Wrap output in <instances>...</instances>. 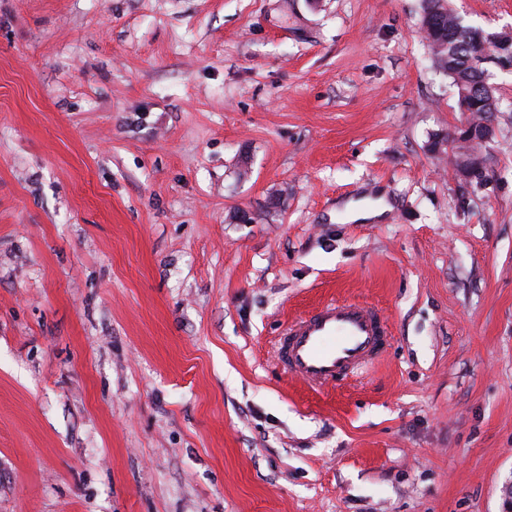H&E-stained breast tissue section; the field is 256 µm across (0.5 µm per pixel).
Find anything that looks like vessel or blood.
<instances>
[{"label":"vessel or blood","mask_w":512,"mask_h":512,"mask_svg":"<svg viewBox=\"0 0 512 512\" xmlns=\"http://www.w3.org/2000/svg\"><path fill=\"white\" fill-rule=\"evenodd\" d=\"M391 339L375 306L333 299L281 331L278 359L285 372L310 386L333 385L379 363Z\"/></svg>","instance_id":"obj_1"}]
</instances>
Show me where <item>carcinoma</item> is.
<instances>
[{
  "label": "carcinoma",
  "instance_id": "obj_1",
  "mask_svg": "<svg viewBox=\"0 0 512 512\" xmlns=\"http://www.w3.org/2000/svg\"><path fill=\"white\" fill-rule=\"evenodd\" d=\"M420 27L427 33L433 62L453 82L459 108L490 122L500 103L485 60L495 56V42L467 24L449 0H422Z\"/></svg>",
  "mask_w": 512,
  "mask_h": 512
}]
</instances>
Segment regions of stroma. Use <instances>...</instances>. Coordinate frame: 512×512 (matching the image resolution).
Returning <instances> with one entry per match:
<instances>
[{
    "mask_svg": "<svg viewBox=\"0 0 512 512\" xmlns=\"http://www.w3.org/2000/svg\"><path fill=\"white\" fill-rule=\"evenodd\" d=\"M420 12L0 0V512H503L512 72L458 173ZM332 298L393 341L315 391L275 343ZM387 209L389 207L382 199L370 205L351 202L345 206V212L351 221L377 219Z\"/></svg>",
    "mask_w": 512,
    "mask_h": 512,
    "instance_id": "stroma-1",
    "label": "stroma"
}]
</instances>
